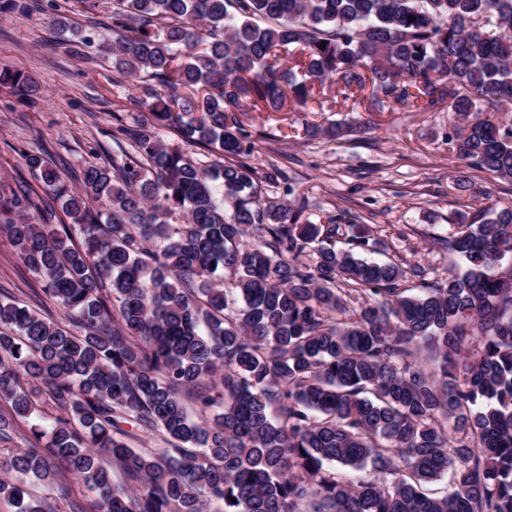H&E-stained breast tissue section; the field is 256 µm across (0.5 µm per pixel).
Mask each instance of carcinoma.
<instances>
[{"mask_svg":"<svg viewBox=\"0 0 512 512\" xmlns=\"http://www.w3.org/2000/svg\"><path fill=\"white\" fill-rule=\"evenodd\" d=\"M74 1L101 2L34 3L76 55L143 79L147 112L112 134L132 153L85 167L78 191L44 146L18 150L41 189L0 181V233L69 323L0 294V444L15 445L0 498L13 512H512V205L459 215L447 249L463 267L414 294L402 283L421 267L359 257L366 225L309 222L290 183L292 201L264 199L244 122L289 102L322 112L327 83L332 107L367 89L381 108L446 110L457 158L512 182V123L483 117L512 109V0H115L107 44L71 28ZM0 87L42 97L7 69ZM42 404L48 430L26 423ZM141 433L166 447H133Z\"/></svg>","mask_w":512,"mask_h":512,"instance_id":"obj_1","label":"carcinoma"}]
</instances>
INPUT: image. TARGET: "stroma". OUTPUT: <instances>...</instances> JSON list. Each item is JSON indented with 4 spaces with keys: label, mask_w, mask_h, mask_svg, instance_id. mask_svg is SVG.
<instances>
[{
    "label": "stroma",
    "mask_w": 512,
    "mask_h": 512,
    "mask_svg": "<svg viewBox=\"0 0 512 512\" xmlns=\"http://www.w3.org/2000/svg\"><path fill=\"white\" fill-rule=\"evenodd\" d=\"M49 16L38 11L0 16V70L30 76L45 92L38 107L20 104L0 87V176L22 166L21 148L45 145L70 171L108 166L119 147L112 139L116 118L132 122L135 80L110 59H80L67 44H55ZM347 126L338 138L304 137L305 123ZM297 129L282 137L284 127ZM251 132L256 149L249 162L259 172L279 171L295 183L315 224L342 214L368 225L376 243L368 259L418 264L425 279L445 277L460 258L446 239L458 215L480 220L492 205H512V184L459 160L448 148L447 112H418L386 103L371 114L335 108L331 112H257Z\"/></svg>",
    "instance_id": "stroma-1"
}]
</instances>
